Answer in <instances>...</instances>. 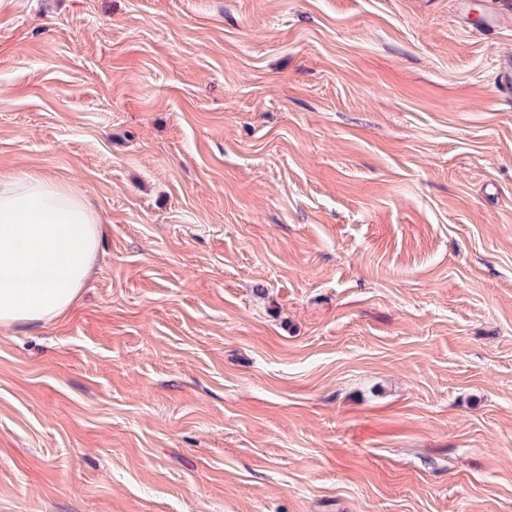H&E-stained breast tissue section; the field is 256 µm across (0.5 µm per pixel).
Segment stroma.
Wrapping results in <instances>:
<instances>
[{
    "instance_id": "35a3bbf8",
    "label": "stroma",
    "mask_w": 512,
    "mask_h": 512,
    "mask_svg": "<svg viewBox=\"0 0 512 512\" xmlns=\"http://www.w3.org/2000/svg\"><path fill=\"white\" fill-rule=\"evenodd\" d=\"M504 2L0 0V174L101 216L0 512H512Z\"/></svg>"
}]
</instances>
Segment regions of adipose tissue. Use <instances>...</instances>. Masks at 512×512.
Wrapping results in <instances>:
<instances>
[{"label":"adipose tissue","instance_id":"obj_1","mask_svg":"<svg viewBox=\"0 0 512 512\" xmlns=\"http://www.w3.org/2000/svg\"><path fill=\"white\" fill-rule=\"evenodd\" d=\"M84 194L34 174H0V325L46 323L77 298L99 245Z\"/></svg>","mask_w":512,"mask_h":512}]
</instances>
